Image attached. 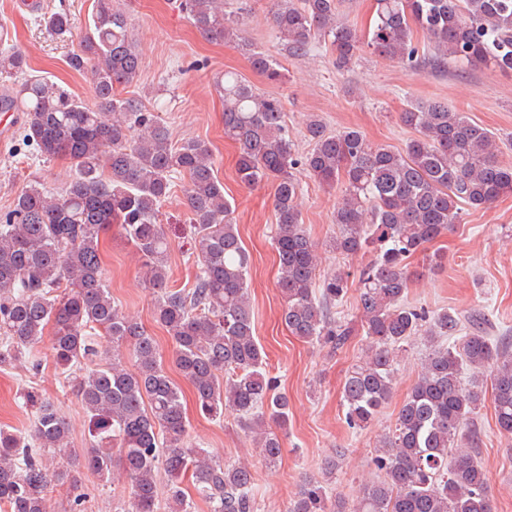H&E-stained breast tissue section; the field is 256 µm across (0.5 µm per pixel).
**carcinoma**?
Segmentation results:
<instances>
[{
    "instance_id": "obj_1",
    "label": "carcinoma",
    "mask_w": 512,
    "mask_h": 512,
    "mask_svg": "<svg viewBox=\"0 0 512 512\" xmlns=\"http://www.w3.org/2000/svg\"><path fill=\"white\" fill-rule=\"evenodd\" d=\"M341 0H271L282 51L303 58L315 40L345 67L362 51L416 68L462 66L512 72V0H376L372 28L338 21ZM178 8L212 42L238 40L224 0H179ZM53 34L71 32L65 11L44 13ZM434 45L421 58L414 32ZM70 66L88 70L97 106L31 73L24 55L0 51V76L12 80L0 109L23 112V138L47 159L71 163L58 191L35 181L0 218V366L28 363L40 371L45 333L65 383L89 416L90 448L72 447L55 400L24 389L33 425L0 428V512H48L53 486H68L69 512H86L83 472L129 488L121 512H157L158 475L167 477V512H193V497L210 512H254L255 477L244 462H226L186 439L189 420L181 391L166 371L154 337L112 299L100 236L118 225L142 261V281L154 299V319L171 337L172 363L191 384L200 413L212 420L238 415L262 459L276 463L283 443L270 423H288L289 402L275 392L266 356L255 336L247 272L249 256L231 204L215 174L208 144H173L168 128L139 99L118 88L142 70L123 12L96 0L92 25ZM253 71L274 83L286 74L270 56L247 50ZM224 99V137L238 150L237 174L247 186L274 188L282 321L305 342L341 348L363 333L365 357L342 386V407L352 429L368 427L393 389L399 351L416 336L427 341L421 372L394 427L373 459L380 479L348 502L332 497L328 480L300 486L289 512H493L490 477L476 459L477 387L489 365L500 430L512 434V353L489 336L475 315L429 312L407 302L408 260L459 221L462 206L485 207L512 196V161L498 159L495 137L445 102L411 106L403 125L419 133L404 152L371 144L359 130L327 131L318 115L305 123L309 151L299 156L288 137L284 102L245 77H216ZM319 185L341 186L332 223L338 233L325 247L341 255L371 254L361 270L355 320L331 316L348 290L351 272L339 269L316 284L320 255L297 204V168ZM187 178L184 204L191 214L198 272L189 290L169 288L170 242L159 219L174 187ZM134 370L125 366V355ZM119 468L113 470V458ZM190 478L195 495L182 487Z\"/></svg>"
}]
</instances>
